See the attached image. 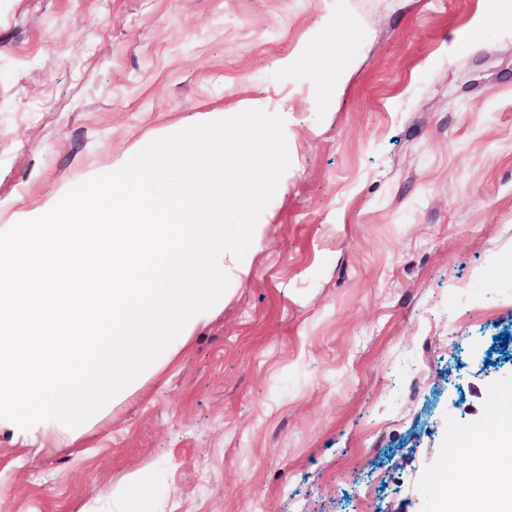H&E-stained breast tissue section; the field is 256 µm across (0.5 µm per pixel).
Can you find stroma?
I'll return each mask as SVG.
<instances>
[{
	"label": "stroma",
	"instance_id": "35a3bbf8",
	"mask_svg": "<svg viewBox=\"0 0 512 512\" xmlns=\"http://www.w3.org/2000/svg\"><path fill=\"white\" fill-rule=\"evenodd\" d=\"M228 108L280 116L290 159L247 276L78 439L1 429L0 512H446L503 426L512 16L0 0V224Z\"/></svg>",
	"mask_w": 512,
	"mask_h": 512
}]
</instances>
